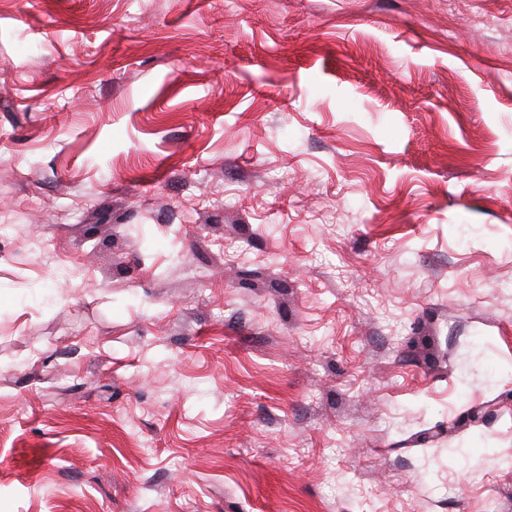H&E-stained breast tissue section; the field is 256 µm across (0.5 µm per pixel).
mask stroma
Returning a JSON list of instances; mask_svg holds the SVG:
<instances>
[{
    "instance_id": "35a3bbf8",
    "label": "stroma",
    "mask_w": 512,
    "mask_h": 512,
    "mask_svg": "<svg viewBox=\"0 0 512 512\" xmlns=\"http://www.w3.org/2000/svg\"><path fill=\"white\" fill-rule=\"evenodd\" d=\"M511 363L512 0H0V512H512Z\"/></svg>"
}]
</instances>
